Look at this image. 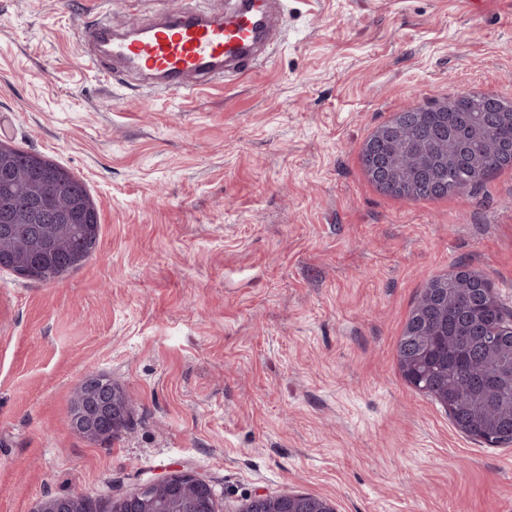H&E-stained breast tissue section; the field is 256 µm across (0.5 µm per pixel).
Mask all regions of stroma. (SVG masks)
<instances>
[{"label": "stroma", "instance_id": "obj_1", "mask_svg": "<svg viewBox=\"0 0 512 512\" xmlns=\"http://www.w3.org/2000/svg\"><path fill=\"white\" fill-rule=\"evenodd\" d=\"M179 0H0L6 142L82 179L92 258L0 270V512H92L177 470L219 512L255 493L337 512H512V445L470 439L401 375L419 292L463 264L512 315V170L437 200L381 193L362 149L408 104L512 99V0H286L245 77L189 100L86 69L104 12ZM122 387L113 436L68 425L87 374ZM82 493L45 500L36 512H86Z\"/></svg>", "mask_w": 512, "mask_h": 512}]
</instances>
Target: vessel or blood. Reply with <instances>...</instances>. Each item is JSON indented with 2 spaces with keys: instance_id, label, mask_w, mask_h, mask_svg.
I'll return each instance as SVG.
<instances>
[{
  "instance_id": "vessel-or-blood-1",
  "label": "vessel or blood",
  "mask_w": 512,
  "mask_h": 512,
  "mask_svg": "<svg viewBox=\"0 0 512 512\" xmlns=\"http://www.w3.org/2000/svg\"><path fill=\"white\" fill-rule=\"evenodd\" d=\"M206 2L181 0L129 38L118 34L112 17H98L82 35L83 56L109 78L120 64L153 79L155 90L182 96L223 82L225 62H233L237 74L249 72L257 47L275 39L276 0H240L229 11Z\"/></svg>"
}]
</instances>
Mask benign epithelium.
<instances>
[{
  "label": "benign epithelium",
  "mask_w": 512,
  "mask_h": 512,
  "mask_svg": "<svg viewBox=\"0 0 512 512\" xmlns=\"http://www.w3.org/2000/svg\"><path fill=\"white\" fill-rule=\"evenodd\" d=\"M458 98L437 102L431 106L423 103L404 107L397 117L404 120L412 112H424L430 108L448 115L456 111ZM390 129L377 128L363 149V163L370 179L389 189L394 195L411 196V186L391 177V165L379 151L380 144ZM130 411L129 403L121 387L104 375H90L78 386L73 396L67 420L71 427L85 437L96 440L104 437L100 431V419L112 418L119 422ZM85 495L82 493L45 500L37 512H86ZM112 512H217L216 499L210 483L192 473L172 474L146 481L138 492L112 504ZM243 512H336L327 500H318L310 506L307 499L298 494L272 498L255 494Z\"/></svg>",
  "instance_id": "7a95c632"
}]
</instances>
